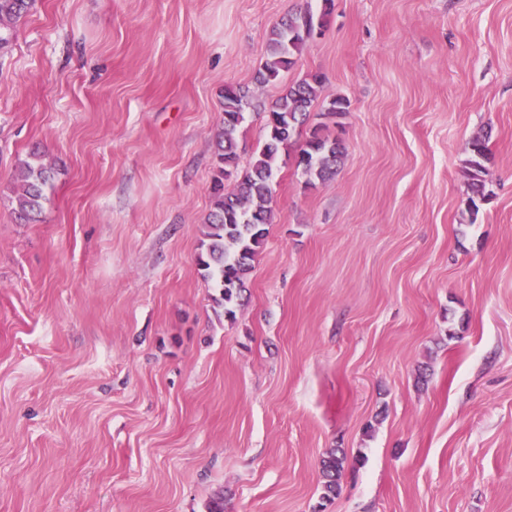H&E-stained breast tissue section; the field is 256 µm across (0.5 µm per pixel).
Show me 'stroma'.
Listing matches in <instances>:
<instances>
[{"label":"stroma","mask_w":512,"mask_h":512,"mask_svg":"<svg viewBox=\"0 0 512 512\" xmlns=\"http://www.w3.org/2000/svg\"><path fill=\"white\" fill-rule=\"evenodd\" d=\"M322 0H36L0 51V512H512V0H334L345 157L293 161L234 320L197 265L221 93ZM493 196L466 209L470 139ZM54 177L17 223L21 160ZM426 383H419V374ZM346 455L339 448H332L327 452L321 462L322 469V496L318 508L323 511L327 503L331 502L340 492L341 477L344 471Z\"/></svg>","instance_id":"1"}]
</instances>
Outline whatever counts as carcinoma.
<instances>
[{
	"mask_svg": "<svg viewBox=\"0 0 512 512\" xmlns=\"http://www.w3.org/2000/svg\"><path fill=\"white\" fill-rule=\"evenodd\" d=\"M35 0H0V50L12 39L16 22L26 15ZM333 0H324L319 19L308 13L290 15L273 26L268 34L267 55L255 81L276 84L282 74L292 69L307 42L312 39L309 28H324L333 11ZM324 77L309 73L303 79L288 84L279 97L263 110L266 136L249 164L238 167V135L245 111L251 105L249 90L240 85H226L223 93L224 118L215 134L216 151L212 180V207L206 218V240L201 242L197 262L204 277L219 288L224 303V317L232 320L241 305L247 275L259 254L272 219V185L282 154L295 148L297 167L307 177L306 184L325 182L336 175L345 153L341 140L326 133L327 125L313 128L301 144L296 137L309 120L318 103ZM350 102L333 97L322 105V116L335 118L348 111ZM490 161L489 136L473 137L468 144L465 172L469 196L467 209L478 214L480 205L490 200L486 191L485 174ZM52 167L42 156L32 153L20 162L19 184L15 192L14 213L22 224L36 220L46 200L44 189L52 179ZM236 183L234 192L224 193V181ZM346 455L338 448L327 452L321 462L322 496L319 510H324L340 492Z\"/></svg>",
	"mask_w": 512,
	"mask_h": 512,
	"instance_id": "carcinoma-1",
	"label": "carcinoma"
}]
</instances>
